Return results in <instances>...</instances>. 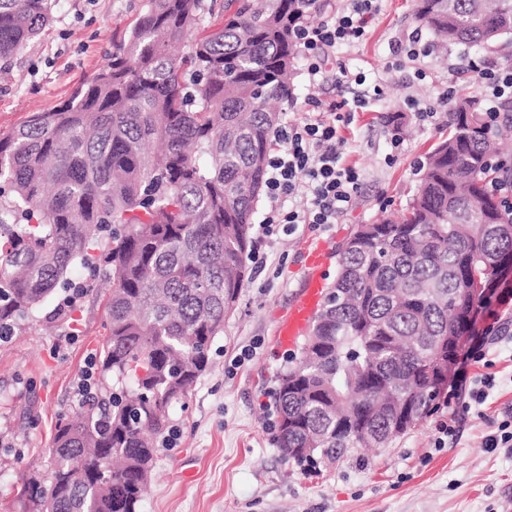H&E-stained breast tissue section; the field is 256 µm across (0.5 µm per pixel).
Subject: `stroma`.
<instances>
[{"mask_svg":"<svg viewBox=\"0 0 512 512\" xmlns=\"http://www.w3.org/2000/svg\"><path fill=\"white\" fill-rule=\"evenodd\" d=\"M147 3L56 0L50 25L0 76V134L29 113L68 100L80 81L106 64ZM413 6V0H383L364 38L337 48V65L364 76L363 84L338 85L332 72L313 83L297 64L295 98L280 107L285 124L317 102L350 101L380 87L339 130L343 160L361 171V188L337 223L280 231L262 247L213 345L210 370L172 408L178 437L159 449L140 512H503L512 501V450L485 446L495 423L512 411V338L493 349L496 386L480 414L460 417L457 445L434 447L436 423L450 411L444 394L420 426L390 447L351 449L315 475L285 461L274 443L271 389L290 352L274 342L273 332L305 282L306 251L320 244L335 250L358 225L406 207L419 161L448 135V110L424 121L419 109L436 107L451 87L473 83L470 55L461 47L420 60L406 56L403 48L416 28ZM394 129L402 139L396 150L389 144ZM110 292L98 281L96 295L76 312L75 335L53 319L49 302L21 332L0 341V512H21V485L45 478L57 418L82 403L76 386L103 341Z\"/></svg>","mask_w":512,"mask_h":512,"instance_id":"obj_1","label":"stroma"}]
</instances>
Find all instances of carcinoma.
<instances>
[{
  "instance_id": "cac0c4a2",
  "label": "carcinoma",
  "mask_w": 512,
  "mask_h": 512,
  "mask_svg": "<svg viewBox=\"0 0 512 512\" xmlns=\"http://www.w3.org/2000/svg\"><path fill=\"white\" fill-rule=\"evenodd\" d=\"M54 0H0V67L50 24ZM323 0H149L107 63L52 112L0 135V330L11 333L79 263L112 283L97 368L58 418L39 512H138L171 408L209 369L245 286L296 32ZM221 22L199 27L202 17ZM438 40L512 43V0H415ZM188 40L191 51L173 53ZM426 156L396 216L336 249V279L274 392L275 443L304 467L384 448L429 415L474 307L512 257V155L473 96ZM300 448H313L306 455Z\"/></svg>"
}]
</instances>
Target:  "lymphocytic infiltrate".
<instances>
[{
    "instance_id": "obj_1",
    "label": "lymphocytic infiltrate",
    "mask_w": 512,
    "mask_h": 512,
    "mask_svg": "<svg viewBox=\"0 0 512 512\" xmlns=\"http://www.w3.org/2000/svg\"><path fill=\"white\" fill-rule=\"evenodd\" d=\"M381 0H349L346 11L327 15L318 24L306 27L299 42L310 80L325 70L331 53L341 45L360 41L369 21L379 12ZM336 102L322 104L320 110L304 113L289 123L281 149L271 153L267 165L268 209L260 226V237H268L273 225L292 231L299 224L335 223L361 185L356 168L347 166L339 149L338 126L344 116ZM498 310L487 313L482 326L469 329L450 379L448 398L462 412L483 405L495 386L494 365L489 357L500 342L507 323L512 322V281L497 280ZM483 363L486 372L473 376L469 368Z\"/></svg>"
}]
</instances>
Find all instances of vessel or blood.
<instances>
[{"mask_svg":"<svg viewBox=\"0 0 512 512\" xmlns=\"http://www.w3.org/2000/svg\"><path fill=\"white\" fill-rule=\"evenodd\" d=\"M306 264L305 283L275 327V340L284 349L294 348L299 338L307 333L325 300L323 272L328 264L327 250L321 246L311 250Z\"/></svg>","mask_w":512,"mask_h":512,"instance_id":"1","label":"vessel or blood"}]
</instances>
